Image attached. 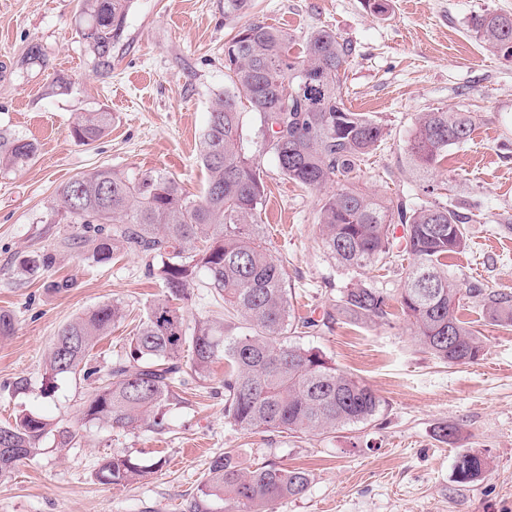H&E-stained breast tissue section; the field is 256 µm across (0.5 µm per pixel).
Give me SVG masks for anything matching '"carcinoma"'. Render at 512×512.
Returning <instances> with one entry per match:
<instances>
[{
  "label": "carcinoma",
  "instance_id": "obj_1",
  "mask_svg": "<svg viewBox=\"0 0 512 512\" xmlns=\"http://www.w3.org/2000/svg\"><path fill=\"white\" fill-rule=\"evenodd\" d=\"M132 0H84V41L97 69L112 70V48L122 38ZM469 32L486 50L512 57V15L484 10L468 20ZM351 48L335 32L318 29L302 42L262 21L238 30L224 45L229 86L210 102L199 158L210 178L203 196L187 195L170 175L129 174L96 167L56 189L55 215L79 225L75 239L92 247L100 263L117 250L162 262L164 299L153 302L128 341V350L106 370L88 367L94 344L109 335L122 316L109 302L79 316L57 333L46 359L49 379L98 376L81 411V422L117 429L149 424L163 429L166 409L179 397L185 376L202 375L224 359V416L244 431L280 430L327 434L370 422L380 398L361 380L340 373L317 350L299 342L300 329L332 328L336 317L387 322L391 301L413 329L417 342L439 361L475 363L484 355L478 331L462 319L465 300L481 307L490 324L512 327V295L493 291L476 279L448 273L443 259L466 244L464 225L472 217L456 205L369 192L340 185L321 200L318 224L323 246L340 267L360 273L394 256L400 246L411 257L402 288L393 296L357 279L339 291L336 305L319 320L292 316L286 272L270 255L259 224L265 185L257 159L247 152L239 101L246 99L260 120L278 167L288 179L321 190L347 177L376 150L383 126L363 112L349 110L342 97ZM319 77L302 90L303 75ZM471 112H423L406 145L408 161L421 177L444 159L448 147L470 139ZM111 114L88 112L75 124V140L89 145L110 128ZM36 146L0 131V168L24 167ZM402 235L394 236L396 227ZM52 262L48 252L19 258L34 274ZM224 301L229 323L200 321L189 327L174 301L187 296L195 270ZM52 432L42 416L26 413L0 425V480L40 453ZM162 467L129 454L104 457L95 471L103 485L140 482ZM484 457L460 451L453 475L460 484L480 480ZM309 473L302 468L265 464L249 470L232 448L210 461L206 481L187 505L188 512H210L216 500L229 512H275V506L303 495Z\"/></svg>",
  "mask_w": 512,
  "mask_h": 512
}]
</instances>
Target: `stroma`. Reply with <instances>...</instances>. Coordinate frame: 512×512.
I'll return each mask as SVG.
<instances>
[{
    "mask_svg": "<svg viewBox=\"0 0 512 512\" xmlns=\"http://www.w3.org/2000/svg\"><path fill=\"white\" fill-rule=\"evenodd\" d=\"M80 4L0 0V130L38 146L24 167L0 170V310L15 320L14 333L0 339V424L36 413L76 431L62 449L46 438L40 454L0 480V512H186L212 457L227 448L238 450L247 469L273 462L308 471L304 495L276 512H512V329L489 324L470 303L464 317L486 343L475 363H441L399 315L387 323L342 319L304 334V347L322 352L382 401L369 424L328 435L247 432L230 424L220 360L181 388L161 432L81 423L94 380L52 382L45 366L59 328L117 301L124 316L90 357L91 366L106 368L123 354L147 307L165 296L159 260L121 251L100 263L82 247L61 246L76 227L47 221L57 187L108 166L161 171L201 194L207 172L200 139L211 99L227 83L224 45L255 19L299 39L330 29L351 44L344 103L384 128L382 143L353 175L363 189L425 200L406 156L417 116L474 113L470 140L449 148L428 181L437 202L475 208L467 246L449 257V273L512 294V59L490 53L466 30L468 18L486 9L512 15V0H386L382 13L369 0H249L231 20L224 0H133L107 75L80 37ZM34 46L39 62L24 64ZM58 74L70 79L69 90L53 89ZM87 112L111 113L112 124L103 138L81 145L71 129ZM242 132L266 185L262 229L286 271L293 313L320 319L352 277L323 247L322 194L281 173L258 116L247 109ZM43 251L52 253L51 265L32 277L21 274L18 257ZM63 280L69 289H56ZM205 282L197 272L183 302L189 321L222 318ZM21 379L26 389L15 390ZM446 422L458 428L455 443L436 435ZM463 449L488 461L482 480L466 486L453 479ZM114 452L163 465L139 483L100 484L98 462Z\"/></svg>",
    "mask_w": 512,
    "mask_h": 512,
    "instance_id": "stroma-1",
    "label": "stroma"
}]
</instances>
